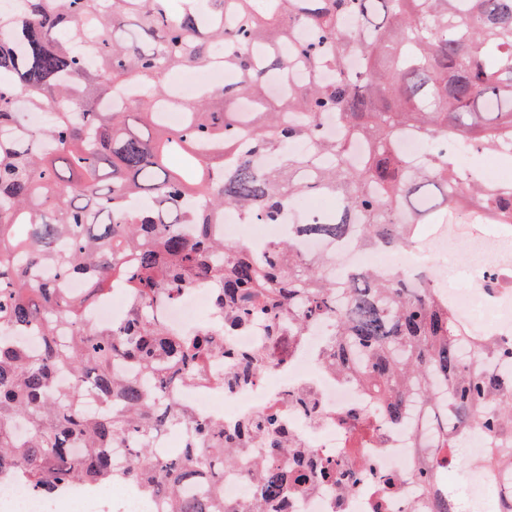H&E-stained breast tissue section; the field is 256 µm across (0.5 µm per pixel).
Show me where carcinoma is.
I'll list each match as a JSON object with an SVG mask.
<instances>
[{"label": "carcinoma", "mask_w": 512, "mask_h": 512, "mask_svg": "<svg viewBox=\"0 0 512 512\" xmlns=\"http://www.w3.org/2000/svg\"><path fill=\"white\" fill-rule=\"evenodd\" d=\"M21 2L0 14V327L32 331L42 347L0 334V480L40 494L114 483L161 498L164 512H226L201 487L239 463L224 426L164 403L215 346L149 313L199 282L235 320L263 319L274 333L284 320L300 332L333 318L339 363L375 388L387 422L403 423L418 399L438 401L435 447L460 448L473 433L512 443V343L481 338L473 352L484 365L468 367L450 304L407 273L338 279L290 242L258 257L213 230L227 210L279 224L307 193L337 205L299 234L356 232L386 251L461 209L512 225V186L493 192L474 171L462 185L455 153L512 156V0H181L177 14L172 0ZM217 45L236 84L173 98L167 75L210 64ZM297 68L329 76L293 84ZM273 82L284 86L278 99ZM22 104L46 112L39 127L16 124ZM170 104L183 111L178 127L163 122ZM405 132L427 145L418 166L400 153ZM299 141L311 152L292 154ZM268 154L279 163L258 166ZM75 278L88 283L79 298L66 288ZM116 286L125 316L89 323ZM227 355L242 378L259 364ZM63 374L72 383L60 387ZM89 393L100 401L93 415L81 409ZM180 427L192 430L188 446L155 457V435ZM257 429L270 454L288 455L272 418L238 435ZM123 441L126 462L110 452ZM415 479L431 512H457L434 471ZM284 481L267 476L271 503Z\"/></svg>", "instance_id": "carcinoma-1"}]
</instances>
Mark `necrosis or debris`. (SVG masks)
Listing matches in <instances>:
<instances>
[{
    "label": "necrosis or debris",
    "instance_id": "necrosis-or-debris-1",
    "mask_svg": "<svg viewBox=\"0 0 512 512\" xmlns=\"http://www.w3.org/2000/svg\"><path fill=\"white\" fill-rule=\"evenodd\" d=\"M319 206L295 201L280 224H245L238 216H218L215 231L252 251L295 235L305 257L330 260L337 277L356 269L384 275L411 270L420 262L432 269L430 285L448 297L453 311L473 338L512 337V230L496 233L459 231L439 226L403 252L368 251L355 240L330 243L299 237V223L319 213ZM209 284H194L157 307L158 317L172 331L190 336L207 332L213 341L260 356L263 368L249 378L218 384L224 363L213 355L202 362L203 378L170 386L166 397L175 408L223 424L225 430L265 416L278 417L288 428V444L336 469L333 480L288 483L282 512H427L428 501L412 478L422 460L442 469L434 454L435 404L412 410L404 426L381 416L374 395L351 373L336 368V338L330 321L290 333L269 335L267 323L255 320L231 326L228 312L215 300ZM489 439L468 437L461 455L471 458L463 481L476 493L460 500L459 512H512L505 496L503 470L479 465ZM244 463L225 469L221 491L228 505L258 496L270 469L289 473L294 459L270 456L260 435L240 444ZM0 512H162V502L127 490L110 494L106 485L73 484L63 493L43 496L21 483L0 484Z\"/></svg>",
    "mask_w": 512,
    "mask_h": 512
}]
</instances>
